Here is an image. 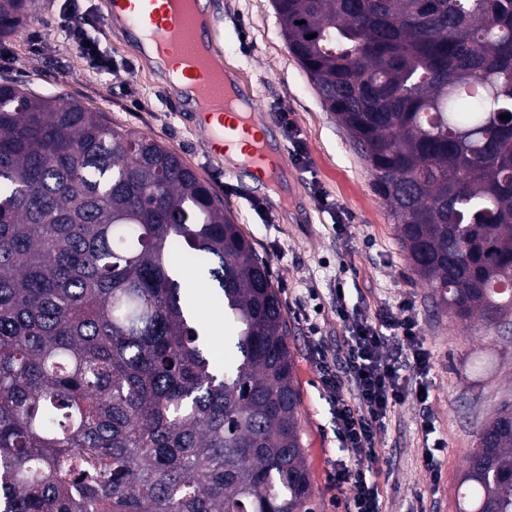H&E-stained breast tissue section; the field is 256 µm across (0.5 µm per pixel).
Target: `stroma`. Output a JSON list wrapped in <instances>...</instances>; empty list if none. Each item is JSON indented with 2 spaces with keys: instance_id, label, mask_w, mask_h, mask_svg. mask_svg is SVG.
<instances>
[{
  "instance_id": "35a3bbf8",
  "label": "stroma",
  "mask_w": 512,
  "mask_h": 512,
  "mask_svg": "<svg viewBox=\"0 0 512 512\" xmlns=\"http://www.w3.org/2000/svg\"><path fill=\"white\" fill-rule=\"evenodd\" d=\"M61 7L62 0H34L18 30L0 38V79L79 101L113 125L165 143L209 183L268 260L288 317L315 512H350L330 475L352 454L339 436L336 393L318 368L320 351L339 355L344 349L334 312L339 285L348 308L372 321L381 309L409 301L431 353L429 414L445 444L440 474L432 476L424 466L420 408L407 400L389 415L379 445L381 512H456L457 486L479 427L502 400L512 401V323L489 331L435 305L429 285L409 268L389 208L371 188L367 164L289 53L271 0H207V7L214 50L240 71L266 132L283 151L288 177L278 191L232 172L208 152L193 113L178 97L162 96L159 79L134 54L128 35L106 32L112 70L93 73L57 27ZM285 116L301 134L307 164L293 155ZM340 212L348 216L341 231Z\"/></svg>"
}]
</instances>
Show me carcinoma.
Wrapping results in <instances>:
<instances>
[{
  "instance_id": "cac0c4a2",
  "label": "carcinoma",
  "mask_w": 512,
  "mask_h": 512,
  "mask_svg": "<svg viewBox=\"0 0 512 512\" xmlns=\"http://www.w3.org/2000/svg\"><path fill=\"white\" fill-rule=\"evenodd\" d=\"M272 5L436 303L512 317V0ZM30 6L0 0V37ZM188 264L230 324L222 367ZM300 406L268 262L224 201L157 139L1 82L0 512H314ZM457 512H512L511 402Z\"/></svg>"
}]
</instances>
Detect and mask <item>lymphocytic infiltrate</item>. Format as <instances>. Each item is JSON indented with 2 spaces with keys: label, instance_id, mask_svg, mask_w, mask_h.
Returning a JSON list of instances; mask_svg holds the SVG:
<instances>
[{
  "label": "lymphocytic infiltrate",
  "instance_id": "f902f5d3",
  "mask_svg": "<svg viewBox=\"0 0 512 512\" xmlns=\"http://www.w3.org/2000/svg\"><path fill=\"white\" fill-rule=\"evenodd\" d=\"M62 20L63 32L88 67L100 74L111 72V58L90 33L98 22L82 0H64ZM335 312L348 332L344 356L337 365L321 360L320 371L328 384L337 387L345 382L352 389L351 398L336 399L339 434L352 451V462L337 468L331 480L346 494L353 512H380L378 487L370 478L378 460L377 439L396 406L411 397L427 404L428 393L413 388L411 380L428 372L430 356L413 316L399 317L388 310L372 323L349 311L341 299Z\"/></svg>",
  "mask_w": 512,
  "mask_h": 512
}]
</instances>
